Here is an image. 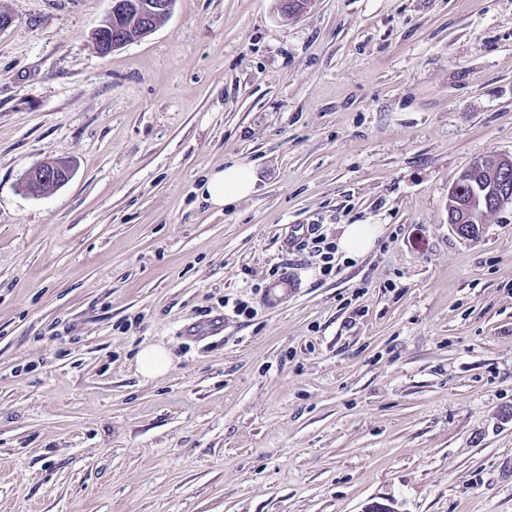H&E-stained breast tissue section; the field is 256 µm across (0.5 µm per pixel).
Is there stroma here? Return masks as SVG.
Segmentation results:
<instances>
[{
	"label": "stroma",
	"mask_w": 512,
	"mask_h": 512,
	"mask_svg": "<svg viewBox=\"0 0 512 512\" xmlns=\"http://www.w3.org/2000/svg\"><path fill=\"white\" fill-rule=\"evenodd\" d=\"M110 8L0 0V512H512V206L448 222L512 158V0H176L103 57ZM311 224L383 234L325 277ZM499 161L500 159L475 160L469 168L460 173L454 180L456 181L459 176H462V181L469 180L471 184H461L463 193L459 197L463 202L466 201L465 198L472 202L470 214L467 219L468 223L462 224V230L466 232V235L469 237L478 236L480 224H484L485 217L489 213L497 212V209L491 205L489 208H485L483 196H480L478 200H472L471 186L476 188L481 184L487 191L491 187H495L499 183L500 178H506L510 183L512 182V166H510V170L505 171V167L500 166ZM465 175H468V177L463 179ZM70 177L71 170L66 164L45 160L27 172L25 189L33 196H42L63 185ZM256 178L247 165L231 163L212 170L202 184L205 199L217 209L239 202L254 193ZM169 366V355L163 347L159 346L146 347L137 359V371L146 379H153L166 373Z\"/></svg>",
	"instance_id": "35a3bbf8"
}]
</instances>
